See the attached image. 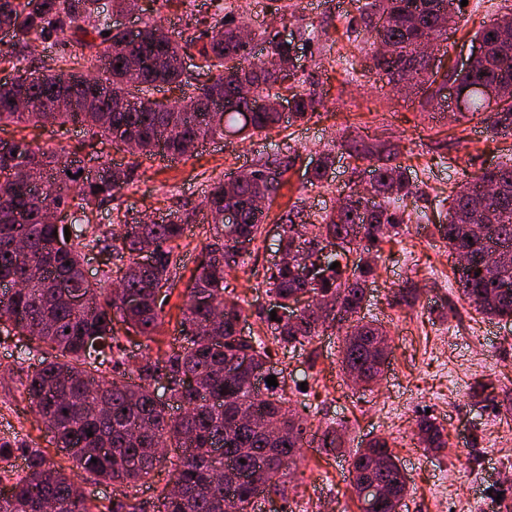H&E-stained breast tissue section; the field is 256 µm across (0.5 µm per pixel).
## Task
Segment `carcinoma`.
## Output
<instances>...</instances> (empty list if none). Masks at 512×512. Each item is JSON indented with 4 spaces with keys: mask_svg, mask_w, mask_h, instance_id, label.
Returning <instances> with one entry per match:
<instances>
[{
    "mask_svg": "<svg viewBox=\"0 0 512 512\" xmlns=\"http://www.w3.org/2000/svg\"><path fill=\"white\" fill-rule=\"evenodd\" d=\"M378 15L388 16V26L374 25ZM460 17L461 0H369L359 23L371 45L388 43L401 61L395 69L374 59L372 68L390 83L412 82L429 103L451 82L464 94L459 112L479 119L493 134L512 130V97L491 109L480 90L492 82L512 85V38L503 37L505 32L512 35V8L475 33L490 49L468 69L437 67L423 79V71L413 67L410 55L416 44L438 41ZM4 29L11 31L12 41L10 48L0 50V63L12 65L19 81L9 89L0 83V124H79L136 164L158 155L183 157L193 142L222 136L226 128L250 138L275 127L280 113L254 112L247 100L233 110L217 113L214 108L243 84L260 97H281L285 81L296 77L290 69L292 43L266 30L258 34L266 44L263 57L237 73L227 72L229 61L247 58L252 50V44L238 38L239 24L232 17L215 21L198 50L201 67L215 72V79L188 102L159 101L152 98V90L187 82L184 56L190 44L168 37L157 45L148 37L151 25L144 26L138 41H130L112 25L99 0H0ZM37 43L55 49L58 68L23 66ZM86 49L96 50L98 62L91 83L80 80L90 63ZM133 62L143 71L137 83L127 79ZM19 94L24 98L21 106L15 103ZM288 101L297 121L315 113L310 95L293 92ZM13 151L14 156L0 155V288L15 281L25 282V287L0 293V338L18 332L27 337L17 361L34 366L26 380L32 408L71 466L54 463L27 437H1L0 512H41L45 501L53 504L54 512H144L126 489L147 483L172 454L177 457L174 478L159 489L157 512H256L261 491L288 497V474L305 443L328 454L343 452V424L332 421L313 431L292 408L283 371L272 365L270 345L302 350L332 328L344 333L343 374L356 375L368 385L383 376L388 359L378 346L386 343V331L364 321L360 312L377 273L369 254L402 225L413 223L400 206L418 193L405 168L390 164L377 151L356 147V154L376 159L371 198L352 186L342 208L320 216L316 224L300 210L288 212L279 240L287 261L267 278V293L278 300L272 306L276 321L269 344L239 334L244 310L239 302L224 298L230 271L224 266V247L239 246L236 266L251 254L267 218L253 211L251 201L278 195L283 181L269 180L266 172L283 167V162L257 161L231 195L223 182L215 183L205 201L214 243L198 254L186 288L180 344L157 358L142 355L129 381L121 371L127 352L116 325L148 338L160 332L177 267L175 250L184 226L193 219L187 213H170L159 223H127L116 246L84 219L68 220L67 211L75 207L85 213L112 197L131 183V169L115 165L111 179L97 182L75 158L47 153L23 137L14 139ZM52 208L62 215L58 223L45 219ZM228 209L234 210L235 220L226 223ZM434 229L453 255L489 249L499 253L493 267L474 264L456 271V283L481 315L512 318V162L501 161L461 182L445 222ZM337 241L341 251L325 256L306 277L296 273L313 252ZM59 242L64 248L56 247ZM144 250L153 255L147 265L138 261ZM353 250L364 256L348 266L344 256ZM94 251L107 255L106 261L115 266L96 282L84 271L86 257ZM334 262L338 266L333 269ZM115 272L133 295L129 304L112 294ZM336 301L340 310L318 313V307ZM108 368L114 377L104 375ZM250 370L276 376L278 386L265 387L263 396L255 398ZM161 380L168 401L184 408L180 415L168 414L167 401L155 394ZM414 436L432 452L448 447L443 429L428 416L417 420ZM16 458L24 462L20 471L14 470ZM349 458L351 487H382L380 509L374 512H395L394 503L404 501L408 486L388 441L376 437ZM77 472L85 480L122 487L120 496L94 504L75 480Z\"/></svg>",
    "mask_w": 512,
    "mask_h": 512,
    "instance_id": "obj_1",
    "label": "carcinoma"
}]
</instances>
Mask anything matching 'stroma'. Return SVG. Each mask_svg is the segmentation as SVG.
<instances>
[{"label":"stroma","mask_w":512,"mask_h":512,"mask_svg":"<svg viewBox=\"0 0 512 512\" xmlns=\"http://www.w3.org/2000/svg\"><path fill=\"white\" fill-rule=\"evenodd\" d=\"M504 5L505 0H468L443 43L449 56L468 55L475 31L499 17ZM360 8L359 0H139L135 14L120 18L122 27L154 23L187 40L213 26L224 10L251 28H269L298 42L296 79L301 91L315 97L316 113L248 141L214 139L182 160L144 162L135 168L132 184L100 203L89 219L117 232L134 218L184 210L199 216L214 182L259 159L286 160L284 186L253 252L224 281L225 297L237 298L244 308L245 334L267 339L264 279L277 258L283 216L296 207L319 217L335 209L352 182L370 180V162L350 152L352 141L394 146V164L408 168L418 192L406 201L414 223L379 252L363 309L366 319L382 322L389 332L382 380L369 389L344 382L333 330L315 339L313 352L276 349L272 359L295 388L297 411L315 424L345 423L347 447L357 448L376 435L388 438L408 478L402 512H512V322L484 318L461 296L454 258L432 234L445 215L441 200L467 175L511 158L512 136H492L467 115L440 113L372 70L367 34L350 26ZM308 26L317 35L305 43L299 32ZM21 132L46 151H77L89 172L107 161L132 162L115 152L102 158L90 134L70 124L30 123ZM21 132L2 126L0 139ZM327 151L335 163L322 182L311 183L310 173ZM210 241L208 225L199 220L188 225L177 249L182 266L167 322L153 343L134 333L122 335L128 361L175 346L174 323L185 288L198 253ZM14 352L13 341L0 344V433L16 432L47 445L49 437L25 391L27 372L14 363ZM481 381L493 383L495 400L474 398L473 388ZM426 414L444 429L448 446L442 452L425 451L412 441L416 420ZM290 473L288 499L275 501V512H360L344 456L315 448Z\"/></svg>","instance_id":"35a3bbf8"}]
</instances>
